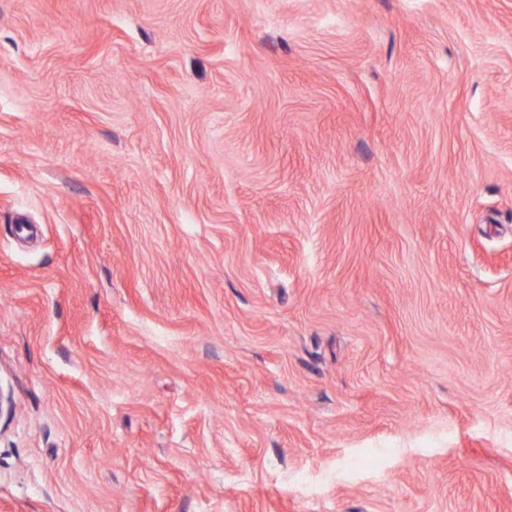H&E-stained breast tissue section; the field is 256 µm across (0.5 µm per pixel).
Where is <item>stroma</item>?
Masks as SVG:
<instances>
[{"mask_svg": "<svg viewBox=\"0 0 512 512\" xmlns=\"http://www.w3.org/2000/svg\"><path fill=\"white\" fill-rule=\"evenodd\" d=\"M0 512H512V0H0Z\"/></svg>", "mask_w": 512, "mask_h": 512, "instance_id": "1", "label": "stroma"}]
</instances>
